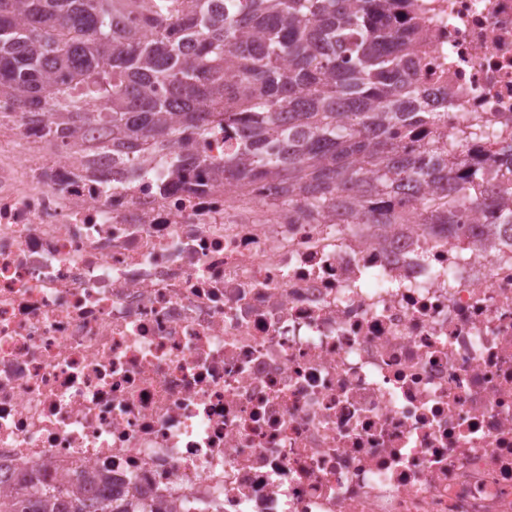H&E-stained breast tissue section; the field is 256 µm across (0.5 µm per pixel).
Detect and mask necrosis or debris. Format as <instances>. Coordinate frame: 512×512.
Listing matches in <instances>:
<instances>
[{
  "instance_id": "necrosis-or-debris-1",
  "label": "necrosis or debris",
  "mask_w": 512,
  "mask_h": 512,
  "mask_svg": "<svg viewBox=\"0 0 512 512\" xmlns=\"http://www.w3.org/2000/svg\"><path fill=\"white\" fill-rule=\"evenodd\" d=\"M439 128L512 114V0H417ZM233 129L117 176L0 96V495L187 512H512V231L289 216L216 181ZM105 472L108 487L77 484Z\"/></svg>"
}]
</instances>
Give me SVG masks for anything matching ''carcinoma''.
I'll return each mask as SVG.
<instances>
[{
	"instance_id": "carcinoma-1",
	"label": "carcinoma",
	"mask_w": 512,
	"mask_h": 512,
	"mask_svg": "<svg viewBox=\"0 0 512 512\" xmlns=\"http://www.w3.org/2000/svg\"><path fill=\"white\" fill-rule=\"evenodd\" d=\"M423 35L396 28L390 0H0V94L51 138L93 128L84 148L105 149L147 173L145 154L186 135L235 129L240 148L209 161L224 185L272 184L290 213L308 209L363 224H401L380 202L413 182L423 224L454 226L475 209L512 201V186L453 182L454 144L428 167L404 151L396 125H433L439 113L402 111L419 95ZM500 125L496 152L512 151V119L467 113L454 140ZM0 512H84L72 492L32 484ZM105 512H154L136 500Z\"/></svg>"
}]
</instances>
